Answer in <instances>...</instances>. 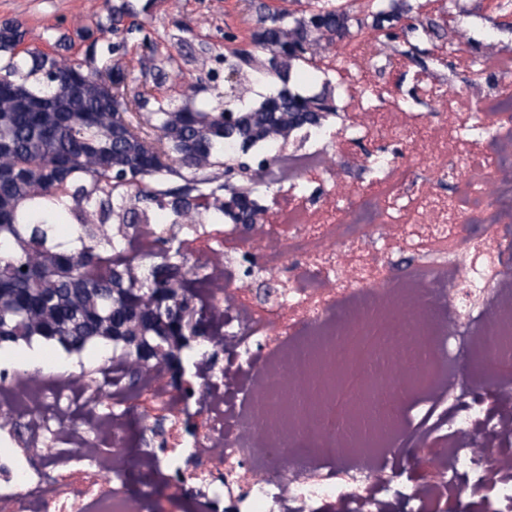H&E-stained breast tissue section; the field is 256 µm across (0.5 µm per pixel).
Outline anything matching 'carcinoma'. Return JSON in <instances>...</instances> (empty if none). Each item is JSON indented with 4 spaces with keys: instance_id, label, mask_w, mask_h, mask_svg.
<instances>
[{
    "instance_id": "cac0c4a2",
    "label": "carcinoma",
    "mask_w": 512,
    "mask_h": 512,
    "mask_svg": "<svg viewBox=\"0 0 512 512\" xmlns=\"http://www.w3.org/2000/svg\"><path fill=\"white\" fill-rule=\"evenodd\" d=\"M448 0L438 12H424L419 0H375L365 15L333 0H316L311 9L270 13L255 0L242 10L256 13L255 49L228 60L237 70L263 76L271 92L258 105L240 99L230 115L213 97L180 101L132 92L123 110L112 108L113 92L125 88L115 56L120 45L107 35L128 0L112 7L101 41L78 61L37 48L19 49L25 37L15 21L0 24V81L23 90L21 97L0 96V350L39 341L64 352L112 346V362L122 359L126 384L142 375L136 363L144 350L177 361L197 348L184 342L178 322H201L210 335L205 309L189 292L200 268L188 262L182 239L198 218L207 224H251L261 209L242 185L254 146L291 131L322 124L342 111L337 86L322 82L311 92L296 89L293 69H269L257 60L275 56L282 37L302 39L326 26L342 40L358 30H377L390 54L416 71L436 69L422 44L437 45L447 33L445 15L459 9ZM496 44L512 45V26L485 24ZM440 79L466 86L460 64L448 61ZM237 147L239 160L228 165L224 143ZM173 218L165 236L149 252L114 255L116 240L136 241L159 212ZM136 258L148 259L149 275L133 279ZM154 293L162 304L152 309L140 297Z\"/></svg>"
}]
</instances>
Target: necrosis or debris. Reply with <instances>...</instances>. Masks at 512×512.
<instances>
[{
    "label": "necrosis or debris",
    "mask_w": 512,
    "mask_h": 512,
    "mask_svg": "<svg viewBox=\"0 0 512 512\" xmlns=\"http://www.w3.org/2000/svg\"><path fill=\"white\" fill-rule=\"evenodd\" d=\"M371 39L337 42L315 70L336 80L344 113L366 123L267 143L268 210L184 244L220 326L195 358L203 406L186 415L160 366L128 394L106 368L108 349L92 368L48 352L34 368L0 369V512H185L190 501L205 512L224 502L234 512H319L329 501L391 512L396 498L408 512H512V98L471 91L465 114L447 84L423 76L407 99L374 81ZM387 140L401 154L382 152ZM358 143L372 177L341 199ZM428 180L452 182L453 196L423 193ZM392 221L394 242L380 233ZM329 240L350 253L360 287L343 286ZM398 251L413 263L396 278ZM247 255L257 273H281L265 300L248 285ZM487 350L491 403L454 378L458 352ZM144 410L168 428L133 453L130 428ZM464 432L498 455H473ZM400 433L430 449L432 477L403 480L389 451ZM40 445L47 455L32 456ZM164 467L175 473L166 511L145 490ZM248 469L267 477L244 483Z\"/></svg>",
    "instance_id": "necrosis-or-debris-1"
}]
</instances>
